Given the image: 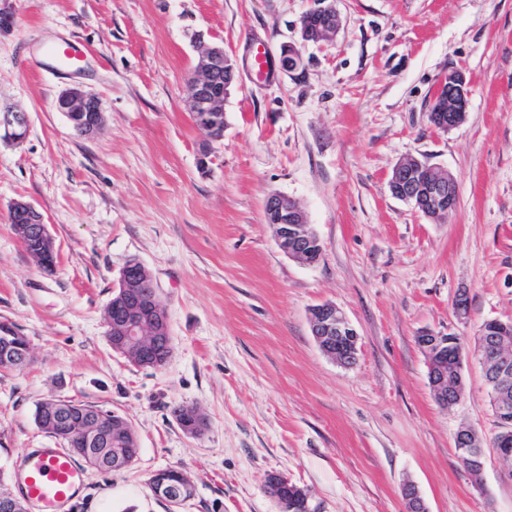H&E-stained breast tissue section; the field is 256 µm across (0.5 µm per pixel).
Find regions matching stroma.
Returning <instances> with one entry per match:
<instances>
[{
  "label": "stroma",
  "mask_w": 512,
  "mask_h": 512,
  "mask_svg": "<svg viewBox=\"0 0 512 512\" xmlns=\"http://www.w3.org/2000/svg\"><path fill=\"white\" fill-rule=\"evenodd\" d=\"M0 33V106L28 112L19 145L0 141V321L27 337L32 362L0 370V479L55 446L34 420L48 398L126 417L140 451L130 469H86L70 512H169L151 474L178 467L196 487L181 512H279L277 473L323 512H405L414 481L429 512H512V465L475 338L512 319V0H336L334 43H301L313 0H11ZM240 64L224 100V139L207 169L185 103L195 35ZM77 42L81 70L49 49ZM298 44L303 65L258 81L248 61ZM463 69L464 123L428 120L437 80ZM97 94L102 132L79 136L55 107ZM414 156L456 179L458 205L436 223L391 196ZM297 200L323 244L313 265L278 247L263 204ZM44 216L58 252L42 271L9 221L12 202ZM152 273L172 353L158 370L113 352L103 324L128 259ZM466 297L458 320L455 303ZM336 304L359 335L356 363L320 350L311 308ZM459 336L465 390L433 398L419 332ZM191 405L197 438L171 414ZM488 445L482 485L454 447L460 426ZM193 408L194 407L180 405V406L174 407L172 409V415L174 416L175 419H177V421L181 422L182 418L186 414H188V412L191 411ZM189 415L191 416L192 419L188 423H184L185 433H187L191 436L202 435L207 427L205 418L202 416V414L198 410L191 411L189 413ZM177 417H179V418H177Z\"/></svg>",
  "instance_id": "stroma-1"
}]
</instances>
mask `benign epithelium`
<instances>
[{
  "mask_svg": "<svg viewBox=\"0 0 512 512\" xmlns=\"http://www.w3.org/2000/svg\"><path fill=\"white\" fill-rule=\"evenodd\" d=\"M341 20L333 0H314V6L300 18V37L305 43L330 42L336 39ZM198 65L185 86L192 119L197 128L205 132L206 146L224 139L221 115L224 114V96L239 77L237 62L230 58L223 46L207 42L202 37L195 40ZM271 73H292L302 65V55L294 44L281 48L279 57L269 56ZM431 105L436 107V128L443 132L460 126L467 111V81L464 72L454 68L442 75L435 87ZM57 111L63 113L72 128L81 136L95 135L103 124V108L99 97L78 87L61 92L56 101ZM30 127L28 113L13 107H0V141L19 144ZM389 186L399 194V200L412 206L415 212L434 219L448 215L456 208L457 188L448 170L418 158H408L396 164L391 172ZM14 229L20 241L40 261V268L52 272L57 266V251L45 224L43 215L33 205L17 201L10 206ZM265 219L275 227L280 250L306 265H313L321 258V240L308 224L305 212L295 200L275 193L264 203ZM311 335L320 349L337 363L351 366L356 361L358 334L345 314L332 302H324L310 310ZM104 324L112 349L135 365L143 368L163 367L171 351V329L166 308L162 303L155 282L145 265L133 258L120 272L118 285L104 312ZM0 368L28 364L31 351L19 355L11 336L15 329L0 330ZM415 342L424 353L429 383L435 401L448 407L450 397L460 395L463 387L461 375L448 371V345L455 343L453 336H439L423 331ZM479 343L484 366L490 369L496 387L490 398L503 416V427H508L509 406L512 405V324L503 322L487 330L481 329ZM53 405L41 412L39 421L43 431L57 439L63 447H72L77 440L87 448L85 463L95 469L117 468L118 461L107 463L94 449L102 444L121 445L125 440L122 425L105 413L91 412L75 401L51 399ZM191 421L184 424L185 433L200 436L207 427L199 411L190 412ZM459 448L468 452V460L478 470L475 485L482 484L484 471L483 444L477 433L468 426L460 427L454 438ZM177 480L161 476L152 483L155 497L169 506L180 508L194 498V485L186 480L183 472H176ZM265 487L268 494L279 503L281 512H288V501L303 503L304 512H321L311 495L287 478L277 473L267 475ZM406 512H429L418 487L408 482L401 490ZM0 512H29V505L20 501L10 491L0 489Z\"/></svg>",
  "mask_w": 512,
  "mask_h": 512,
  "instance_id": "1",
  "label": "benign epithelium"
}]
</instances>
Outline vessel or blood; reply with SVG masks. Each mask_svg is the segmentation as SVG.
Instances as JSON below:
<instances>
[{
    "mask_svg": "<svg viewBox=\"0 0 512 512\" xmlns=\"http://www.w3.org/2000/svg\"><path fill=\"white\" fill-rule=\"evenodd\" d=\"M14 477L38 512H66L83 486V467L63 449L35 448L25 455Z\"/></svg>",
    "mask_w": 512,
    "mask_h": 512,
    "instance_id": "1",
    "label": "vessel or blood"
}]
</instances>
